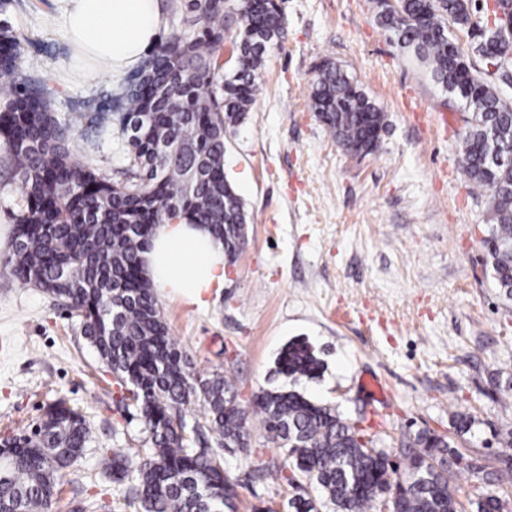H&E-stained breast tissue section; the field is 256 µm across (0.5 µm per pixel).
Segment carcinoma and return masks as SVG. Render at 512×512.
<instances>
[{"mask_svg": "<svg viewBox=\"0 0 512 512\" xmlns=\"http://www.w3.org/2000/svg\"><path fill=\"white\" fill-rule=\"evenodd\" d=\"M376 18L400 49L465 111L461 161L469 180L486 196L490 224L484 238L487 266L505 299L512 300V104L497 83L512 84V67L496 78H475L474 58L512 53V40L495 32L475 35L488 22V4L472 0H376ZM196 28L162 43L138 70L134 85L102 102L86 100L73 111H51L44 83L21 67L22 43L9 30L0 36L9 63L0 70V136L20 175L26 206L14 216L15 242L4 268L24 285L63 301L81 320L83 336L123 387H130L147 433L138 460L114 452L101 466L135 512H232L234 485L220 448L250 446V415L262 417L270 439L287 449L271 471L289 484L304 476L324 499L289 500L293 512H382L396 499L398 512H502L492 494L464 506L449 488L462 454L451 438L426 430L404 468H390L388 453L341 418L296 390H263L252 410L241 407L224 375L189 370L149 281L139 264L151 227L175 217L206 224L224 244L229 261L248 241L249 216L225 177V133L244 120L256 102V77L264 63L265 38L280 35L283 16L273 0H190ZM245 16L235 43L231 74L219 65L224 22L230 8ZM471 38L469 50L448 32ZM311 105L336 142L349 152L376 150L385 115L340 67L319 68ZM150 113L147 142H129L124 180L114 184L73 149L77 122L96 130L126 132L127 119ZM165 143V150L154 148ZM323 368L304 340L288 343L277 372L294 381ZM202 415L188 423L184 407ZM217 447L199 445L206 434ZM89 441L85 417L58 400L26 446L4 451L0 512H51L58 473L80 457Z\"/></svg>", "mask_w": 512, "mask_h": 512, "instance_id": "1", "label": "carcinoma"}]
</instances>
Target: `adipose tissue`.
I'll use <instances>...</instances> for the list:
<instances>
[{"label": "adipose tissue", "instance_id": "obj_1", "mask_svg": "<svg viewBox=\"0 0 512 512\" xmlns=\"http://www.w3.org/2000/svg\"><path fill=\"white\" fill-rule=\"evenodd\" d=\"M57 24L74 43L73 64L94 63L119 81L161 40L159 0H56ZM144 276L161 293L204 307L224 286L223 244L207 225H156L142 255Z\"/></svg>", "mask_w": 512, "mask_h": 512}]
</instances>
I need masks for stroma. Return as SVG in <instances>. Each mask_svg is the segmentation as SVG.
<instances>
[{
	"label": "stroma",
	"mask_w": 512,
	"mask_h": 512,
	"mask_svg": "<svg viewBox=\"0 0 512 512\" xmlns=\"http://www.w3.org/2000/svg\"><path fill=\"white\" fill-rule=\"evenodd\" d=\"M284 28L267 45L256 103L227 130L224 172L249 214L248 243L226 266L208 307L159 297L169 333L192 371L220 372L243 407L266 389L296 388L335 406L343 419L403 463L409 438L456 436L463 455L449 479L460 497L506 494L488 480L512 431V301L486 265L487 198L463 171V115L376 20L375 0H278ZM54 0H7L0 27L25 34L22 67L43 78L57 113L104 100L109 74H81L58 29ZM341 66L382 109L376 151L341 148L311 105L318 66ZM74 147L121 182L127 139L107 131ZM0 153V228L13 230L21 180ZM0 249V438L30 433L48 404L64 400L85 417L90 441L60 472L52 512H94L112 482L100 458L136 455L142 422L111 371L82 336L77 317L3 269ZM303 339L323 362L319 377L291 382L276 362ZM379 379L385 401L361 381ZM247 451L224 453L236 512H288L313 493L266 475L281 448L259 416Z\"/></svg>",
	"instance_id": "35a3bbf8"
}]
</instances>
